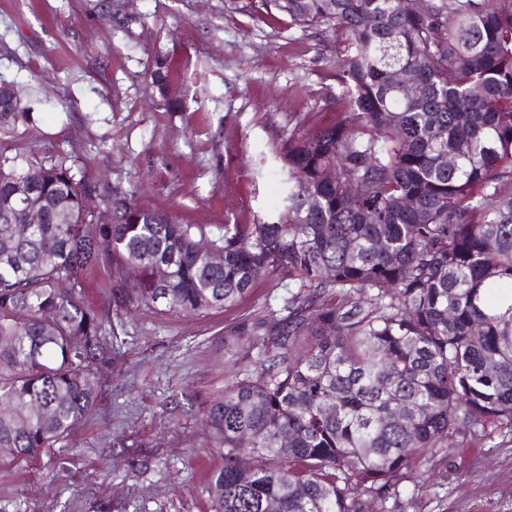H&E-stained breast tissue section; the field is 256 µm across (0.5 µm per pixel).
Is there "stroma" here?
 <instances>
[{
    "label": "stroma",
    "mask_w": 512,
    "mask_h": 512,
    "mask_svg": "<svg viewBox=\"0 0 512 512\" xmlns=\"http://www.w3.org/2000/svg\"><path fill=\"white\" fill-rule=\"evenodd\" d=\"M283 0H0V81L34 123L0 153L61 151L138 204L220 235L278 203L274 143L336 118L342 37L299 26ZM168 57L177 107L150 74ZM297 280L258 281L200 316L141 308L117 331L94 411L40 468L0 465V512H213L222 460L198 403L222 389L224 338L279 308ZM396 512H512V435L439 455Z\"/></svg>",
    "instance_id": "obj_1"
}]
</instances>
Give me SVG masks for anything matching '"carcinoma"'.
Returning <instances> with one entry per match:
<instances>
[{
  "label": "carcinoma",
  "instance_id": "obj_1",
  "mask_svg": "<svg viewBox=\"0 0 512 512\" xmlns=\"http://www.w3.org/2000/svg\"><path fill=\"white\" fill-rule=\"evenodd\" d=\"M281 8L344 36L339 118L274 148L288 220L210 239L65 151L0 153L1 464L40 460L92 413L131 312L222 309L274 274L300 288L224 337L232 381L200 402L224 459L214 512L397 506L455 434H512V0ZM6 107L0 136L34 122Z\"/></svg>",
  "mask_w": 512,
  "mask_h": 512
}]
</instances>
